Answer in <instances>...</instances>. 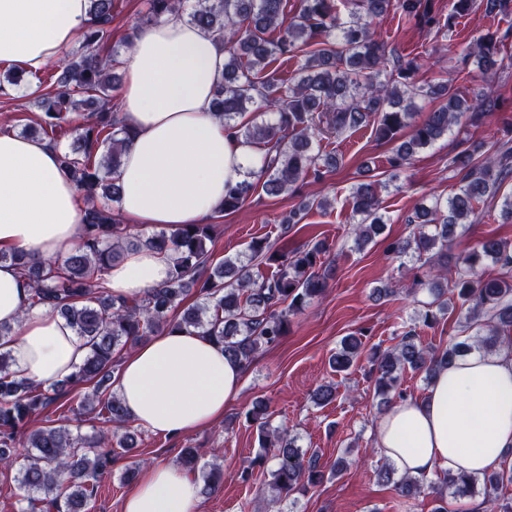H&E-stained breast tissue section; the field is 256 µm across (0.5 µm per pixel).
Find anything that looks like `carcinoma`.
Masks as SVG:
<instances>
[{"mask_svg":"<svg viewBox=\"0 0 512 512\" xmlns=\"http://www.w3.org/2000/svg\"><path fill=\"white\" fill-rule=\"evenodd\" d=\"M354 6L352 19L341 21L335 0H297L288 14V0H146V21L160 19L169 11L183 9L195 25L224 40L229 54L224 63L213 107L224 125L247 142L264 146L260 170L228 187L222 212L240 209L257 189L268 196L287 192L299 180L319 179L334 159L316 153L312 138L326 123L330 132L372 123L378 139L393 142L405 129L409 139L396 146L389 158L391 168H407L416 150L432 145L451 130L460 117L476 121L499 110L490 98L476 94L462 98L451 82L419 86L413 76L414 61H402L376 37L374 20L394 11L429 31L449 28L467 13L474 0H452L448 19L441 21L434 0H348ZM117 0H90L91 22L81 35L77 50L63 60L58 77L38 79L32 91L42 112L39 129L51 142L67 132L75 133L61 162L79 187L85 204V236L81 249L65 259L38 262L23 253L0 252V262L16 265L30 286L29 306H49L86 340L88 354L65 382L52 391L18 380L11 372L12 359L0 352V464L18 467L21 485L33 496L37 512H85L96 495L94 480L112 465V449L130 451L133 434H109V427L128 422L119 397L105 392L103 384L120 365L121 353L152 334L171 328L193 329L224 347V354L249 365L263 349L279 344L288 332L290 317L302 312L314 299L324 296L335 277L333 264L321 260L326 247L321 242L304 244L285 253L270 252L265 238L252 241L247 260L224 259L213 264L208 245L214 242L213 224H186L170 232L160 231L146 240L129 225L112 216L101 200L116 202L120 188L112 173L121 165L127 146L126 132L109 104L118 67L117 50L104 55L101 48L112 39V21ZM508 34L487 31L467 46L484 75L493 73ZM300 53L304 63L298 77L285 82L262 76L269 59ZM442 100V104L416 119L414 99ZM457 166L458 188L431 207L420 206L407 223L414 225L406 239L390 241L386 251L408 256L423 265L448 249L456 228L476 221V204L494 197L512 175V138L499 140L492 151L476 145L464 150ZM352 227L356 247L361 249L380 234L382 218L375 183L359 182L352 191ZM327 201L317 202L323 207ZM301 201L283 215L281 223H300L315 206ZM148 247L175 254L170 280L149 290L141 299L118 300L109 293L103 274L129 251ZM268 258L276 264L268 276L253 272V262ZM498 266L496 276L485 277V261ZM431 280L414 286L428 290L431 301L424 323L433 325L454 302L465 308L461 325L466 336L445 348H425L417 342L416 329L402 326L399 343L390 349H372L367 357L369 377L380 405L389 407L408 397L401 388L403 374L410 370L431 381L462 353L475 347L496 352L503 346L502 334L512 330V240L485 238L460 255L448 268L433 267ZM196 287L202 302L184 305L186 292ZM362 340L352 334L342 339L332 356V366L346 371L360 359ZM84 389L74 415L95 413L104 428L92 435L73 433L67 424L46 417L45 425L31 430L32 419L48 407ZM258 422L261 457L275 461L268 490L272 505L324 481L326 469L315 451H302L296 437L270 422L267 406L253 404L245 414ZM30 449L24 459L16 456L17 444ZM181 463L198 475L203 491L214 490L220 481L215 469L196 467L197 451L182 450ZM387 465L379 472L403 499L429 488L439 500L444 490L459 498L482 489L487 512H512V498L500 496L504 483L512 482V470L481 476L444 472L435 482L424 476L403 474L394 478Z\"/></svg>","mask_w":512,"mask_h":512,"instance_id":"cac0c4a2","label":"carcinoma"}]
</instances>
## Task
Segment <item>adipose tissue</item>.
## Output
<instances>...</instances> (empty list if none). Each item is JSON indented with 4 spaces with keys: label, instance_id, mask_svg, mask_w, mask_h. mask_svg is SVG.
Here are the masks:
<instances>
[{
    "label": "adipose tissue",
    "instance_id": "1",
    "mask_svg": "<svg viewBox=\"0 0 512 512\" xmlns=\"http://www.w3.org/2000/svg\"><path fill=\"white\" fill-rule=\"evenodd\" d=\"M89 0H0V64L35 74L55 62L90 22ZM223 44L166 13L138 27L122 59L119 109L129 141L113 178L128 225L174 229L204 224L222 208L225 184L258 168L261 151L224 128L212 101L224 71ZM80 194L47 141L0 132V250L42 261L81 243ZM171 254L141 248L105 275L118 299L163 286ZM0 338L16 377L48 385L86 357L81 337L59 314L29 305L27 282L0 263ZM245 369L223 346L190 330L153 336L122 356L114 390L129 420L152 433L182 435L219 424L241 394ZM374 443L400 473L435 477L512 468V349L474 351L438 371L429 390L395 403L379 419ZM200 485L177 462L139 468L122 512H199Z\"/></svg>",
    "mask_w": 512,
    "mask_h": 512
}]
</instances>
